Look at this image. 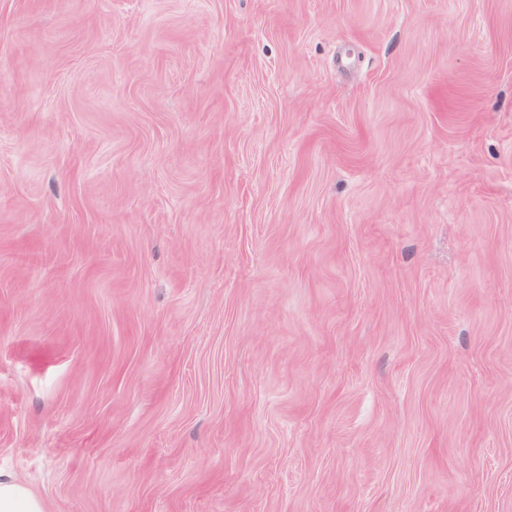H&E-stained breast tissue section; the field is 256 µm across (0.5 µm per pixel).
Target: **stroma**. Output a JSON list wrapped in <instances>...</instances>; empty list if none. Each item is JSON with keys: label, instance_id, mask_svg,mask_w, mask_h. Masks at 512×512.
I'll return each instance as SVG.
<instances>
[{"label": "stroma", "instance_id": "1", "mask_svg": "<svg viewBox=\"0 0 512 512\" xmlns=\"http://www.w3.org/2000/svg\"><path fill=\"white\" fill-rule=\"evenodd\" d=\"M0 470L512 512V0H0Z\"/></svg>", "mask_w": 512, "mask_h": 512}]
</instances>
